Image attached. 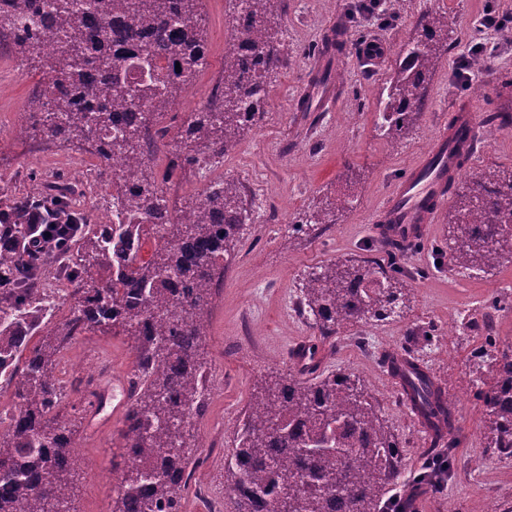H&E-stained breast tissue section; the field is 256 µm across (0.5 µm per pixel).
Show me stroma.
<instances>
[{
  "label": "stroma",
  "instance_id": "obj_1",
  "mask_svg": "<svg viewBox=\"0 0 512 512\" xmlns=\"http://www.w3.org/2000/svg\"><path fill=\"white\" fill-rule=\"evenodd\" d=\"M363 0H284L280 17L281 62L266 78L262 105L267 117L244 131L224 152V176H248L244 189L252 221L217 284L200 353L207 363L210 396L191 424L197 462L184 492L182 512H234L224 487V461L235 446L244 414L268 384L294 376L313 384L320 377H358L403 450L401 475L387 496L409 499L411 512H477L491 503L512 512V458L487 452L489 417L476 392L482 356L512 346V258L486 271L450 266L448 221L457 202L449 196L426 239L394 248L376 241L369 227L395 181L428 150L457 109L471 105L478 143L456 179L512 170V124L489 128L495 111L512 113V94L503 95L498 79L512 78V24L485 27L487 13L512 21V0H384L373 12ZM230 0H202L207 59L191 83L174 94L171 111L191 113L207 103L223 75L230 42ZM430 12L447 15L454 53L442 54L431 78L428 98L414 124L399 139L382 135V111L400 47L421 31ZM344 31L348 53L321 56L317 47ZM381 44L380 56H368V42ZM333 77L331 105L316 108L306 89L320 75ZM42 80L34 68L20 65L8 43H0V203L25 194L31 180L69 179L82 185L84 206L96 224L108 223L105 204L112 196V171L97 165L89 145L14 138L10 128L26 115L32 90ZM161 149L147 172L172 213H179L202 192L197 167L174 165ZM348 203L333 223L306 228L309 213L326 207L336 195ZM288 248H281V240ZM358 256L395 267L406 289L397 315L383 321L344 324L321 340L294 304L300 283L312 271ZM313 345L319 360L313 370H297L296 346ZM413 349L441 382L455 407L457 446L449 474L439 491L417 477L432 448V436L418 427L386 367L388 354ZM68 359L92 367L106 358L112 377L127 378L136 366L133 338L88 332L65 351ZM76 452L83 473L76 483V512H111L116 479L124 463L125 410L106 406L91 429L77 413L86 393L67 386Z\"/></svg>",
  "mask_w": 512,
  "mask_h": 512
}]
</instances>
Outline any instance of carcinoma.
<instances>
[{"instance_id": "obj_1", "label": "carcinoma", "mask_w": 512, "mask_h": 512, "mask_svg": "<svg viewBox=\"0 0 512 512\" xmlns=\"http://www.w3.org/2000/svg\"><path fill=\"white\" fill-rule=\"evenodd\" d=\"M200 0H0V33L10 35L16 58L45 78L28 104V129L62 142L88 143L106 166L121 162L122 186L113 199L147 224H92L75 208L76 189L49 190V220L76 224L80 243L70 284L77 301L51 327L42 318L58 296L42 291V265L18 272L20 258L0 243V372L13 386L17 414L0 430V512H55L71 498L84 462L73 429L62 421L64 350L88 331L136 338L138 374L131 381L126 414L124 467L112 512H182V490L191 476L187 427L200 412L206 390L199 346L213 286L224 277L246 215L238 185L208 186L187 210L188 223H166L168 208L145 174L147 153L163 142L149 135L153 115L169 107L173 92L200 66L205 38ZM282 0H257L236 37L253 55L224 54L222 84L181 130L187 165L224 153L262 116L268 74L281 58L276 30ZM448 35V17L428 14L422 34L399 53L383 109V133L401 136L423 111L427 87ZM181 71H175V66ZM454 215V266L484 270L512 254V233L496 223L498 209L512 207V173L477 176L460 195ZM39 198L23 195L0 206V231L15 241L32 232L18 212ZM155 238L149 260L141 240ZM404 296L399 281L377 264H335L301 288L300 314L324 336L336 327L383 320ZM39 337L32 342L33 337ZM491 381L478 398L490 420L487 448L512 457V348L483 361ZM409 398L433 430L453 429L446 392L427 371L407 381ZM402 450L377 407L357 381L345 375L313 385L275 383L250 404L235 448L224 463V484L236 512H384V488L399 479ZM453 454L427 460L420 479L451 470Z\"/></svg>"}]
</instances>
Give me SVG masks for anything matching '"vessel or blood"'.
I'll return each mask as SVG.
<instances>
[{"mask_svg": "<svg viewBox=\"0 0 512 512\" xmlns=\"http://www.w3.org/2000/svg\"><path fill=\"white\" fill-rule=\"evenodd\" d=\"M477 127L472 107L457 113L452 128L443 129L430 150L394 185L370 226L380 241L403 244L423 240L448 199V184L460 171L459 149H473Z\"/></svg>", "mask_w": 512, "mask_h": 512, "instance_id": "b4317fda", "label": "vessel or blood"}]
</instances>
